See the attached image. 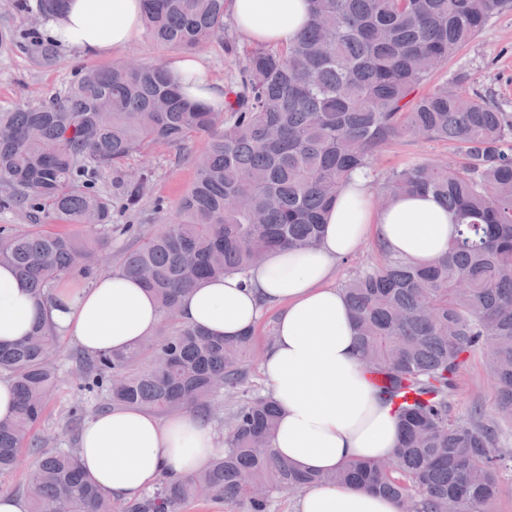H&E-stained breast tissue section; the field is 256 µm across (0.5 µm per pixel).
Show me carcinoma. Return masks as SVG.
<instances>
[{"label":"carcinoma","mask_w":512,"mask_h":512,"mask_svg":"<svg viewBox=\"0 0 512 512\" xmlns=\"http://www.w3.org/2000/svg\"><path fill=\"white\" fill-rule=\"evenodd\" d=\"M144 25L157 44L183 51L224 34L226 0H144ZM311 22L290 45L246 51L221 113L182 97L165 69L114 62L88 69L66 94L0 112V209H21L30 224H0V266L32 294L49 298L63 275L95 272L80 234L44 224L112 231V200L98 178L123 181L135 207L151 174L131 179L126 160L158 143L184 147L196 182L162 229L137 238L120 273L155 297L166 329L127 352L73 353L77 389L97 411L139 408L165 414L193 408L227 427L224 452L185 480L162 477L140 497H112L82 470L78 448L37 434L59 380V336L39 323L0 346V379L12 382L17 412L0 420V473L23 450L37 456L18 491L30 512H183L194 502H234L270 512L273 497L318 485H356L397 499L401 512H488L499 475L512 467L501 424L512 422V114L459 89L460 77L425 95L420 86L474 40L512 0H309ZM59 12L64 0H12L26 13ZM0 46L32 50L57 63L52 45L0 33ZM445 141L460 167L413 163L386 175L381 197L433 195L459 226L448 253L430 268L379 247L382 262L343 286L356 320L362 360L397 414L401 438L387 460H362L312 473L271 448L279 411L270 395H250L254 332L214 336L180 317L181 295L202 280L243 276L267 253L319 242L331 204L357 167L394 138ZM477 353L489 357L496 416L456 418L450 398ZM234 402L229 423L217 398ZM84 414L66 429L78 440ZM494 448L496 452L488 453Z\"/></svg>","instance_id":"carcinoma-1"}]
</instances>
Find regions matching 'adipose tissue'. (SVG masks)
I'll list each match as a JSON object with an SVG mask.
<instances>
[{
  "instance_id": "1",
  "label": "adipose tissue",
  "mask_w": 512,
  "mask_h": 512,
  "mask_svg": "<svg viewBox=\"0 0 512 512\" xmlns=\"http://www.w3.org/2000/svg\"><path fill=\"white\" fill-rule=\"evenodd\" d=\"M228 9L236 28L255 44L289 45L310 20L307 0H229ZM142 23V0H67L62 12L42 18L40 33L45 41L94 58L121 52ZM166 67L187 98L223 109V84L209 80L195 56L174 57ZM455 230L447 209L429 195L375 206L370 180L358 171L330 208L317 247L272 251L246 276L208 279L183 296V319L225 338L241 336L264 309H276L275 336L261 369L280 410L272 441L278 457L326 473L350 461L392 455L399 422L369 379L352 311L330 278L366 238L429 265L445 255ZM39 318L97 353L138 346L161 315L151 293L123 274L84 287L59 286L50 300L40 301L14 272L0 267V343L21 340ZM218 449L212 423L194 410L161 418L116 409L87 421L79 457L103 492L131 499L162 476H191ZM298 512H400V505L361 488L321 486L303 493Z\"/></svg>"
}]
</instances>
